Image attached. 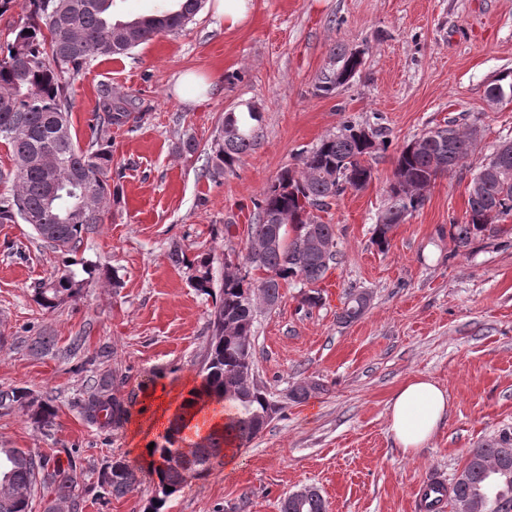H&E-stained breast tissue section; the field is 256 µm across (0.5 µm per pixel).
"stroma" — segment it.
<instances>
[{
    "label": "stroma",
    "instance_id": "35a3bbf8",
    "mask_svg": "<svg viewBox=\"0 0 512 512\" xmlns=\"http://www.w3.org/2000/svg\"><path fill=\"white\" fill-rule=\"evenodd\" d=\"M363 54L359 71L331 94H317L337 49ZM512 71V0H254L249 21L224 31L207 9L182 30L161 34L117 59L92 61L71 79L72 121L81 145L104 94L143 113L113 127L112 182L118 194L86 234L79 255L99 266L80 299L41 310L32 288L62 267V256L28 225L0 224V391L23 387L52 398L57 416L37 429L0 409V448H21L74 463L78 512H144L154 483L143 473L142 439L162 442L189 388L202 381L212 300L189 284L168 254L214 258L245 253L266 187L304 153L350 121L380 133L387 148L362 190H348L322 212L335 230L336 258L302 306V284L257 315L252 340L258 386L278 411L247 447L168 499L163 512H279L305 485L327 512H421L431 477L452 480L469 448L512 433V214L467 247L450 226L462 221L470 181L503 143L512 142V100L489 105L486 92ZM211 77L204 99L176 92L181 73ZM261 115L252 148L224 174L204 169L224 115ZM477 126L467 162L428 188L424 206L373 244L399 149L426 130ZM194 138V155L179 145ZM369 298L365 314L343 324L350 294ZM55 340L33 351L39 335ZM444 388L452 407L433 439L413 456L388 432V405L409 379ZM129 410L115 428L87 419L82 404L98 380ZM168 390L145 410L155 382ZM312 387L303 402L290 398ZM124 459L140 469L125 496L106 492L99 474Z\"/></svg>",
    "mask_w": 512,
    "mask_h": 512
}]
</instances>
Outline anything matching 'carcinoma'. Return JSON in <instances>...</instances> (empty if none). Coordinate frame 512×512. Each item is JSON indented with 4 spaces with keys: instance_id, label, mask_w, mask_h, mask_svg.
Returning a JSON list of instances; mask_svg holds the SVG:
<instances>
[{
    "instance_id": "carcinoma-1",
    "label": "carcinoma",
    "mask_w": 512,
    "mask_h": 512,
    "mask_svg": "<svg viewBox=\"0 0 512 512\" xmlns=\"http://www.w3.org/2000/svg\"><path fill=\"white\" fill-rule=\"evenodd\" d=\"M114 0H27L24 24L14 39L0 49V143L11 152L14 168L0 170V181H12V188L0 193V224H29L39 240L61 241L67 248L58 252L77 253L84 236L101 223L105 205L117 196L112 188V141L108 133L114 125L127 123L131 112L112 104L103 96L99 111L92 113L89 126L95 142L84 149L71 123L67 97L71 77L92 60L122 56L154 36L185 27L202 7V0H175L173 8L160 13L125 20L114 16ZM346 83L336 70L322 74L315 89L328 95ZM259 114H224V136L214 145L210 157L212 174L232 167L252 146L253 122ZM362 127L349 121L337 133L324 137L301 158L298 170L286 169L263 192L257 203L258 223L251 226V241L242 257V271L226 276L219 289L213 288L212 259L201 254L188 259L175 245L170 261L185 269L192 288L212 298L213 311L203 367L199 401L229 400L236 404L237 416L224 430L207 437L199 456L189 466L175 460V444L187 427L178 415L164 436L154 444L152 454L158 464L151 469L156 480L150 512H161L168 498L193 480L209 476L213 464H222L224 447H243L264 429L261 419L273 407L267 393L256 385L249 388L234 379L240 368L254 366L253 343L257 313L271 300L283 298L281 289L289 281L314 285L335 260L333 225L326 224L318 211L346 188L361 190L373 177L368 149L359 132ZM472 127H438L407 142L399 151L389 203L374 229V243L389 246L388 232L420 209L425 191L437 177L464 163L475 149ZM84 175L82 188L87 203L69 192L73 179ZM288 212L294 222L278 224L275 216ZM512 213V179L493 182L483 198L468 197L464 220L451 225V237L466 247L478 234ZM37 217L28 223L27 216ZM96 266L72 260L52 277L33 288V300L43 310L53 311L69 300L78 299ZM364 294L350 296L339 315L347 324L366 311ZM0 408H14L40 428L50 427L57 409L49 398L36 400L24 388L0 391ZM88 419L103 427L118 426L126 420L123 402L108 394L106 384L85 400ZM138 482L136 471L116 460L101 474L100 483L114 497L130 492ZM53 487L54 499L47 512H72L79 498L76 470L32 450L0 448V512H30L38 486ZM172 490H167V487ZM482 505L476 512H512V434L501 433L467 452L465 464L448 488V506L459 512V503ZM280 512H326L317 488L300 500L288 495L280 501Z\"/></svg>"
}]
</instances>
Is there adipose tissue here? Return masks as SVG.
<instances>
[{"mask_svg": "<svg viewBox=\"0 0 512 512\" xmlns=\"http://www.w3.org/2000/svg\"><path fill=\"white\" fill-rule=\"evenodd\" d=\"M448 408L445 390L428 378H412L390 402L388 431L404 452H417L434 437Z\"/></svg>", "mask_w": 512, "mask_h": 512, "instance_id": "obj_1", "label": "adipose tissue"}]
</instances>
